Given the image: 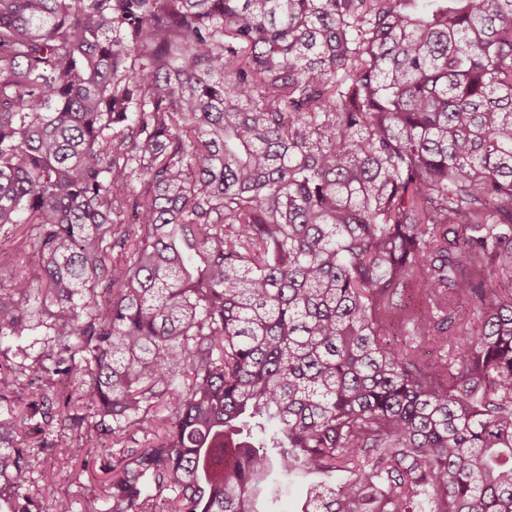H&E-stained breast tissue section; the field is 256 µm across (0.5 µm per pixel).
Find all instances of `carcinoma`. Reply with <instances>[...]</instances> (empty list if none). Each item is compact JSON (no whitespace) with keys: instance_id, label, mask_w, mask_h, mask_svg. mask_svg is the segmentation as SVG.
I'll return each instance as SVG.
<instances>
[{"instance_id":"1","label":"carcinoma","mask_w":512,"mask_h":512,"mask_svg":"<svg viewBox=\"0 0 512 512\" xmlns=\"http://www.w3.org/2000/svg\"><path fill=\"white\" fill-rule=\"evenodd\" d=\"M7 224L0 401L108 512H512V0H0ZM312 475L295 474L280 480L276 487V498L272 508L276 511H292L305 493L307 485L316 480Z\"/></svg>"}]
</instances>
